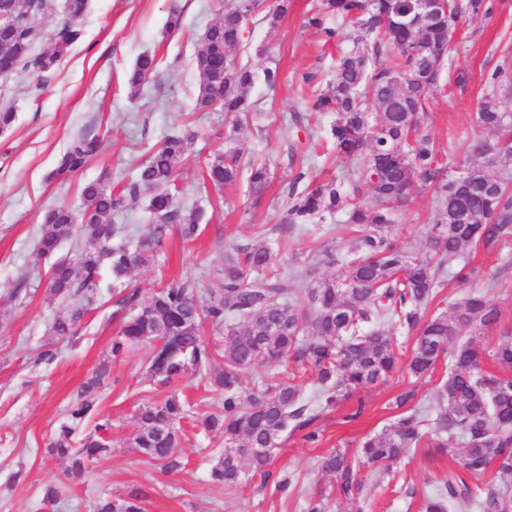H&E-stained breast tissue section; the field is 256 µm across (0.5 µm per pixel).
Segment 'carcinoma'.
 Masks as SVG:
<instances>
[{"mask_svg":"<svg viewBox=\"0 0 512 512\" xmlns=\"http://www.w3.org/2000/svg\"><path fill=\"white\" fill-rule=\"evenodd\" d=\"M289 0H278L265 12L260 0H224L222 16L203 32L194 55L199 78L197 106L218 104L231 126L224 140L236 139L241 119L254 111L251 92L256 83L273 87L278 70L259 73L242 58L247 24L263 15L270 25L288 12ZM47 5L31 9V0H0V13L18 25L0 28V73L32 67L41 73L55 70L60 57L83 34L88 0H67L66 19L52 35L53 46L34 53L43 37L37 20ZM490 0H439L434 13L419 19L408 0H320L310 23L325 41L339 39L324 26L322 14L336 15L354 26L352 47L336 56V80L306 100L312 112H334L329 138L336 154L352 163L350 187L331 180L299 188L298 175L287 194L279 224L291 229L309 224L326 213L342 212L355 226L350 248H323L317 263L340 273L311 279L298 288L295 279L272 270L274 244L259 241L232 245L224 257L220 280L208 289L209 303L199 306L197 284L171 283L149 300L140 289L124 283L128 273L146 265L179 227L185 241L196 238L198 214L178 203V177L188 161L187 142L179 136L163 138L138 165L134 178L115 190L101 182L84 185L83 210L66 206L49 210L41 225L38 255L50 263L49 296L58 303L50 323L58 339L76 336L91 305L101 295L103 270L123 290L115 294L112 319L121 328L112 341V359L140 345L151 349L149 371L163 384L179 381L194 371L224 393V413L200 419L203 431L224 438V454L211 466V481L226 489L246 484L250 473L268 465L279 438L287 429L303 432V439L319 440L314 423L321 412L332 411L354 392L387 380L400 367L397 337L413 334L415 345L406 363L418 379L432 375L448 360L447 378L429 408L411 406L394 426L366 437L358 454L369 465L386 466L411 448L435 449L458 463L427 494L424 512H448L451 503L466 501L473 512H512V330L505 329L488 348L477 336L500 322L496 302L472 294L453 313L431 314L429 306L448 276L469 277L466 245L485 250L504 246L512 238V171L499 167L512 159V62L504 58L492 71L491 92L478 106L477 128L468 136V152L477 163L468 166L465 206L469 224L456 219L451 178L428 135L421 133L423 115L445 66L450 32L459 25L485 20ZM155 55L143 53L128 78L130 98L156 74ZM96 137L74 140L62 155L53 176L63 178L80 170L98 151ZM203 187L220 191L248 179L260 194L270 179L263 162L226 149L205 162ZM420 185L431 192L434 218L428 253L419 256L401 245L392 232L396 210L408 191ZM497 189L503 203L488 212V187ZM149 191L148 211L154 221L113 244L118 228L112 215L121 214ZM89 246L73 256L61 253L62 244L77 233ZM224 332L218 350L203 335L202 320ZM278 325L270 331L268 326ZM223 356L224 369L211 367ZM490 360L498 373L483 372ZM260 366L274 367L288 378L257 391L243 389V374ZM314 373L313 389L304 396L296 383L307 370ZM106 369L83 383L67 407L70 424L51 441L50 455L71 462L76 471L102 455L106 439L99 435L75 441V431L97 413V391ZM187 404L179 391L147 404L137 414L138 452L167 472L182 466L181 429ZM461 447H454L455 443ZM322 470L332 474L344 496L359 492L361 481L344 450L330 452ZM144 496L133 492L122 500L102 498L93 512H145Z\"/></svg>","mask_w":512,"mask_h":512,"instance_id":"1","label":"carcinoma"}]
</instances>
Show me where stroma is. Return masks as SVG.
<instances>
[{"instance_id": "obj_1", "label": "stroma", "mask_w": 512, "mask_h": 512, "mask_svg": "<svg viewBox=\"0 0 512 512\" xmlns=\"http://www.w3.org/2000/svg\"><path fill=\"white\" fill-rule=\"evenodd\" d=\"M315 0H293L277 27L255 20L246 36V55L255 70L278 69L275 88L257 84L252 97L258 109L243 121L233 142L245 156L267 160L271 182L254 197L247 181L224 192L202 193L199 160L223 153L222 109L195 111L198 94L193 54L204 30L217 20L224 0H89L83 36L61 57L53 74L17 70L0 76V107L12 108L15 121L0 133V512H92L95 500L123 499L136 489L146 493L147 512H306L307 501L319 492L330 496L328 512H421L423 497L444 477L447 461L414 448L383 471L359 465L363 489L349 500L336 481L320 468L334 449L356 453L363 437L390 429L399 418L394 401L415 390L417 405L434 403L446 369L414 380L407 370L358 391L366 409L348 420L353 402L345 401L316 421L317 444L301 433L281 438L268 475H255L230 492L214 485L209 469L224 451L222 438L205 434L198 415L219 414L224 396L189 373L180 381L191 412L182 433L183 466L175 473L143 458L133 447L136 415L149 403L166 398L168 389L148 371L150 351L139 347L126 357L111 358L112 339L120 324L112 320L111 293L102 306L83 319L69 341L51 336L56 306L47 295L49 264L40 259L36 241L50 208L81 209L83 186L94 180L125 183L147 150L163 137L194 132V160L179 179V204L200 215V234L184 241L171 230L154 260L134 269L129 281L142 297H150L172 282L198 284L200 304H207V287L224 267L230 245L247 244L257 235L280 244L273 267L288 277L324 246L348 249L352 239L342 215H325L320 226L304 230L278 227L285 189L296 177L305 182L348 181L349 164L336 160L326 139L336 115L313 114L309 95L319 93L336 75V55L319 30L308 23ZM498 8L483 27L457 30L448 51L449 66L431 99L424 131L433 138L449 175L468 165L465 133L476 123L477 105L488 91L487 75L503 51L512 49V0H497ZM183 14L181 33L167 35L170 11ZM145 52L159 60L137 99H130L128 76ZM100 137V153L78 173L54 178L62 154L78 137ZM433 220L429 192L414 190L400 210L394 233L409 251L423 253ZM473 273L467 280H449L431 308L451 311L469 292H488L501 309L502 326L512 328V268L503 269L494 251L466 247ZM27 276V293L12 294L20 276ZM52 350L48 362L37 355ZM108 363L99 391V412L112 421L107 435L110 451L72 474L66 461L50 456L48 447L63 423L70 398L80 385ZM23 479H15L16 471ZM292 475L298 483L279 491L277 479ZM58 488V501L46 500L47 487Z\"/></svg>"}]
</instances>
